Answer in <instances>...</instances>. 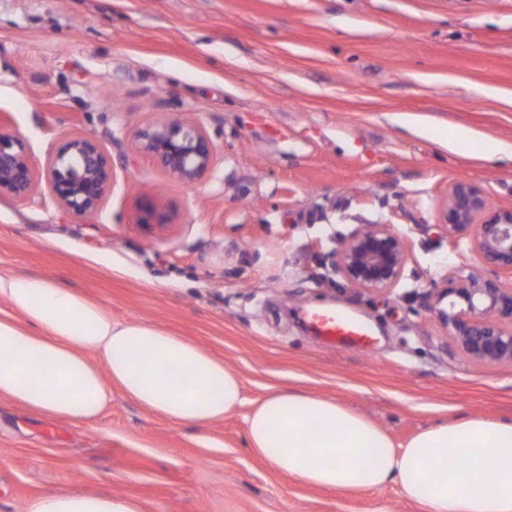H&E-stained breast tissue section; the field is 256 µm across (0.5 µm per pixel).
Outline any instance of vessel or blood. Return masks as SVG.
Wrapping results in <instances>:
<instances>
[{"label": "vessel or blood", "instance_id": "b4317fda", "mask_svg": "<svg viewBox=\"0 0 512 512\" xmlns=\"http://www.w3.org/2000/svg\"><path fill=\"white\" fill-rule=\"evenodd\" d=\"M305 317L312 333L325 344L336 348H353L370 352L373 333L357 315L335 309L311 307Z\"/></svg>", "mask_w": 512, "mask_h": 512}]
</instances>
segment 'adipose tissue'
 <instances>
[{"instance_id": "1", "label": "adipose tissue", "mask_w": 512, "mask_h": 512, "mask_svg": "<svg viewBox=\"0 0 512 512\" xmlns=\"http://www.w3.org/2000/svg\"><path fill=\"white\" fill-rule=\"evenodd\" d=\"M0 398L72 422L120 391L174 425L204 426L243 403L239 374L196 343L36 275H0ZM251 452L302 483L342 493L399 483L424 512H512V421L423 429L403 448L335 400L279 389L247 418ZM28 512H143L137 499L52 494Z\"/></svg>"}]
</instances>
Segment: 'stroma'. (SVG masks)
Masks as SVG:
<instances>
[{
    "label": "stroma",
    "mask_w": 512,
    "mask_h": 512,
    "mask_svg": "<svg viewBox=\"0 0 512 512\" xmlns=\"http://www.w3.org/2000/svg\"><path fill=\"white\" fill-rule=\"evenodd\" d=\"M216 145L188 185L135 132L183 114ZM0 114L37 169L77 132L100 140L113 184L76 217L47 180L0 195V275L35 274L118 320L159 326L238 372L246 404L175 426L120 392L91 422L0 398V512L82 490L144 512H423L396 481L355 494L307 486L246 446L250 403L288 387L359 411L404 444L471 416L512 420V365L463 358L427 308L449 264V182L512 208V0H0ZM150 196L165 231L135 217ZM409 242L389 294L323 265L359 225ZM502 282L512 276L482 266ZM311 306L350 310L373 353L322 345Z\"/></svg>",
    "instance_id": "stroma-1"
}]
</instances>
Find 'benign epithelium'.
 <instances>
[{"label":"benign epithelium","mask_w":512,"mask_h":512,"mask_svg":"<svg viewBox=\"0 0 512 512\" xmlns=\"http://www.w3.org/2000/svg\"><path fill=\"white\" fill-rule=\"evenodd\" d=\"M135 142L139 152L186 184L204 177L216 154L207 129L193 119L150 123L136 132ZM46 177L56 202L69 213L84 216L102 206L112 182V165L99 139L82 133L58 146L47 162ZM37 184L24 140L0 131V193L24 202L33 196ZM441 216L451 251H458L475 227L473 248L482 261L512 275V209L493 206L481 187L459 180L448 185ZM137 221L164 230L172 223V213L146 199L139 205ZM327 258L336 275L350 286L382 293L400 283L409 251L405 238L386 222L363 224L336 240ZM429 303L463 357L512 364V287L461 264L448 270L443 287L429 294Z\"/></svg>","instance_id":"1"}]
</instances>
